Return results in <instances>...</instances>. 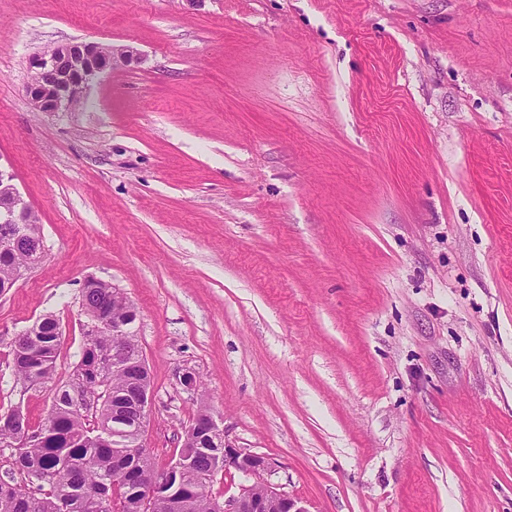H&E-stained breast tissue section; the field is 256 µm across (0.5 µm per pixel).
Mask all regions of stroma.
<instances>
[{
  "label": "stroma",
  "instance_id": "1",
  "mask_svg": "<svg viewBox=\"0 0 512 512\" xmlns=\"http://www.w3.org/2000/svg\"><path fill=\"white\" fill-rule=\"evenodd\" d=\"M133 46L83 106L30 57ZM0 155L46 254L0 296L59 374L81 285L135 303L166 461L196 404L307 512H512V0H0Z\"/></svg>",
  "mask_w": 512,
  "mask_h": 512
}]
</instances>
